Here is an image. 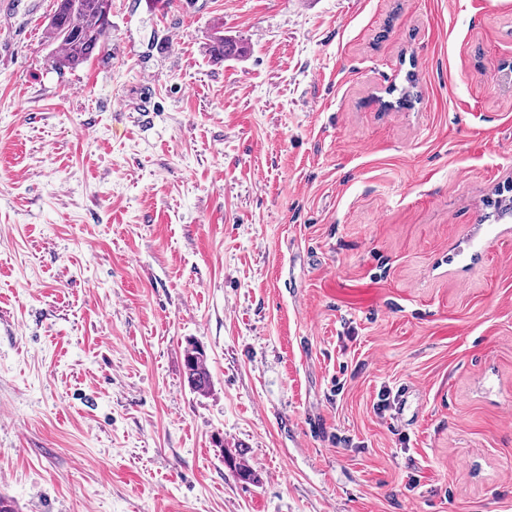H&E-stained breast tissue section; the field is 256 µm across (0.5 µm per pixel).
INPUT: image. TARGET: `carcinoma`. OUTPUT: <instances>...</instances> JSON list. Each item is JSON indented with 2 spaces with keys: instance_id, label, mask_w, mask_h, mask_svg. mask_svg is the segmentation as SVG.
I'll return each instance as SVG.
<instances>
[{
  "instance_id": "cac0c4a2",
  "label": "carcinoma",
  "mask_w": 512,
  "mask_h": 512,
  "mask_svg": "<svg viewBox=\"0 0 512 512\" xmlns=\"http://www.w3.org/2000/svg\"><path fill=\"white\" fill-rule=\"evenodd\" d=\"M111 11L112 0H56L48 26V38L57 45L52 66L58 70L73 68L100 52L110 27ZM211 52L225 57L241 52V48L219 29L213 34ZM184 373L193 392L201 396L211 393L207 355L194 343L185 351Z\"/></svg>"
}]
</instances>
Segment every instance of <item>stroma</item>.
Here are the masks:
<instances>
[{
  "mask_svg": "<svg viewBox=\"0 0 512 512\" xmlns=\"http://www.w3.org/2000/svg\"><path fill=\"white\" fill-rule=\"evenodd\" d=\"M13 2L0 494L512 512V0H112L61 72L54 0ZM219 26L243 56L209 52ZM184 373L189 387L201 396L212 391V377L207 365V355L197 344H189L184 356Z\"/></svg>",
  "mask_w": 512,
  "mask_h": 512,
  "instance_id": "stroma-1",
  "label": "stroma"
}]
</instances>
